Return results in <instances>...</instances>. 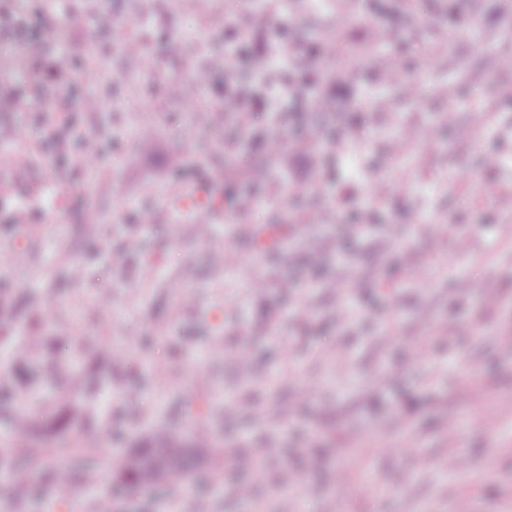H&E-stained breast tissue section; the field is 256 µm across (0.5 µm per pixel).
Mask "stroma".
Here are the masks:
<instances>
[{"label":"stroma","mask_w":512,"mask_h":512,"mask_svg":"<svg viewBox=\"0 0 512 512\" xmlns=\"http://www.w3.org/2000/svg\"><path fill=\"white\" fill-rule=\"evenodd\" d=\"M260 10L268 23L248 51L274 62L309 48L313 29L369 47L393 29L374 66L347 56L336 84L311 75L352 122L295 123L293 102L263 96L267 73L208 70ZM56 18L60 41L41 44ZM3 40L24 45L27 66H0V374L17 378L8 406L31 426L0 415V462L30 478L26 497L0 491V512H58L54 459L29 466L23 448L75 440L104 467L90 491L75 475L67 512H96L104 496L112 512H512V100L479 86L490 73L512 86L507 0H359L344 15L303 0H183L177 16L164 0H0ZM90 41L93 66L81 60ZM241 109L250 147L222 121ZM272 135L284 162L262 147ZM86 141L101 164L87 166ZM257 168L268 180L246 185ZM200 172L250 200L206 240L190 224L173 232L166 211L168 191ZM326 178L329 196L282 189ZM371 201L376 223L347 239L344 222ZM20 208L34 242L15 268ZM262 224L289 246L255 255ZM351 270L356 306L391 320L337 321L331 286ZM313 281L311 319L290 320L297 285ZM427 322L457 341L418 354ZM18 329L41 339L37 359L12 355ZM119 347L129 362H115ZM78 348L82 379L43 373L40 359ZM373 435L389 452L366 454ZM408 436L412 454L399 449ZM149 447L180 450L192 491L134 482L131 461ZM245 455L268 468L246 503ZM286 469L299 476L288 491Z\"/></svg>","instance_id":"stroma-1"}]
</instances>
